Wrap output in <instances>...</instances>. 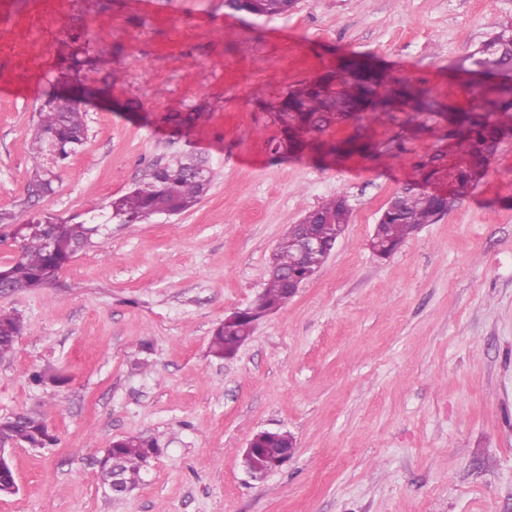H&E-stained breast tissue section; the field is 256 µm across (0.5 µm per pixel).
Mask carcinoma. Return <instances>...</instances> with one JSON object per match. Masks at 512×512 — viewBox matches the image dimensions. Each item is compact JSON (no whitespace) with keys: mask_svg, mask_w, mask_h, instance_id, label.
Instances as JSON below:
<instances>
[{"mask_svg":"<svg viewBox=\"0 0 512 512\" xmlns=\"http://www.w3.org/2000/svg\"><path fill=\"white\" fill-rule=\"evenodd\" d=\"M296 0H226L229 9L256 16L272 17L292 10ZM74 47L60 63L59 77L46 95L33 127L30 154L33 159L27 190L37 197L54 193V183L62 163L78 152L87 139L85 110L57 97L61 83L80 84L84 67L108 66L111 82L125 78L112 66V58L93 48V41L82 34L70 37ZM473 89L466 109L452 111L449 120L453 142L448 151L435 153L418 163L421 190L397 192L385 205L370 239V246L392 249L402 244L425 224H433L447 212L443 185L452 197L465 196L485 173L499 142L512 132V21L503 23L475 52L455 65ZM413 104V112H432L434 101L425 89L415 85L385 87L382 73L363 69L358 61L346 62L342 69L289 91L275 107L281 137L273 150L282 156H300L315 150L328 156L362 153L378 158L379 153L361 135L332 143L324 139L332 127L349 120L359 121L366 113L383 122L391 117L394 106ZM206 113L196 108L169 115L174 126L192 129ZM212 171L207 161L195 153H186L167 162L150 163L140 170L134 188L111 199L102 214L105 224H136L160 216L187 212L208 192ZM344 197L336 196L306 213L301 223L304 232L320 239L326 251L304 266L298 259L294 242L285 233L272 253L265 287L255 303V314H244L233 323L219 325L209 342V353L219 359L235 356L242 343L252 335L256 317L269 314L288 303L290 276L306 278L327 261L330 251L348 224ZM15 214L0 211V224L15 225L18 253L0 265V288L21 293L50 283L62 267L80 250L95 244L98 216L72 223L51 214L37 213L23 224L15 223ZM23 331L21 317L0 311V359L11 356ZM30 380L36 385H60L64 379L45 368L35 370ZM0 442L23 444L29 448H47L56 442L45 422L32 414L0 419ZM293 443L288 432L261 444L265 455L259 460L267 466L281 448ZM158 452L156 440L124 437L112 441L105 455L118 457L123 464V484L127 489L139 483L144 463Z\"/></svg>","mask_w":512,"mask_h":512,"instance_id":"1","label":"carcinoma"}]
</instances>
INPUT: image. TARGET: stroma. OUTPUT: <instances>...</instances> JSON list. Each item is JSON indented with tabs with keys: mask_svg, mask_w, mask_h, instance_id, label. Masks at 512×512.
I'll use <instances>...</instances> for the list:
<instances>
[{
	"mask_svg": "<svg viewBox=\"0 0 512 512\" xmlns=\"http://www.w3.org/2000/svg\"><path fill=\"white\" fill-rule=\"evenodd\" d=\"M511 17L512 0H296L268 18L224 0H0V210L82 215L185 151L214 171L190 211L103 226L46 287L0 293L24 323L0 416L38 413L57 438L12 449L19 490L0 512H512V136L437 222L390 258L369 248L419 161L449 148L444 113L472 98L454 65ZM70 29L127 77L84 72L103 101L34 203L28 142ZM347 56L427 89L436 111L331 129L376 161L274 155L273 106ZM198 107L209 118L189 131L167 121ZM337 195L351 218L322 269L235 358L210 356L289 225ZM47 366L65 386L30 382ZM259 431L290 432L296 452L255 481L241 454ZM126 436L160 451L117 497L98 460Z\"/></svg>",
	"mask_w": 512,
	"mask_h": 512,
	"instance_id": "1",
	"label": "stroma"
}]
</instances>
